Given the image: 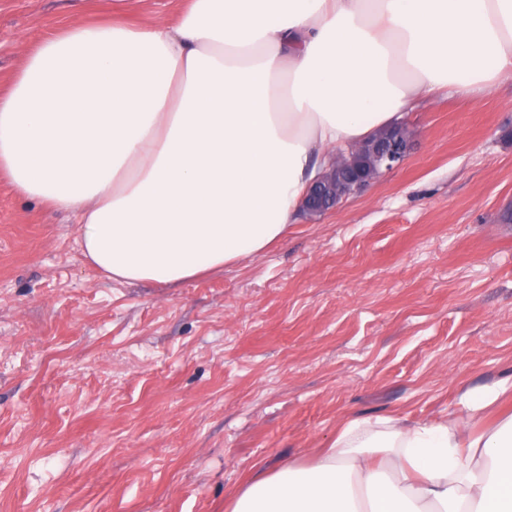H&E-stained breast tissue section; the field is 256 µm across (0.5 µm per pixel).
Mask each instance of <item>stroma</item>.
<instances>
[{
  "label": "stroma",
  "mask_w": 512,
  "mask_h": 512,
  "mask_svg": "<svg viewBox=\"0 0 512 512\" xmlns=\"http://www.w3.org/2000/svg\"><path fill=\"white\" fill-rule=\"evenodd\" d=\"M178 0H0V82L48 32ZM403 165L175 288L108 279L0 176V512H226L344 421L512 380V80L418 99Z\"/></svg>",
  "instance_id": "obj_1"
}]
</instances>
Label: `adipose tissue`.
Wrapping results in <instances>:
<instances>
[{"instance_id":"obj_1","label":"adipose tissue","mask_w":512,"mask_h":512,"mask_svg":"<svg viewBox=\"0 0 512 512\" xmlns=\"http://www.w3.org/2000/svg\"><path fill=\"white\" fill-rule=\"evenodd\" d=\"M512 75V0H188L178 24L56 31L0 94V172L72 211L116 282L176 286L262 254L336 153L419 92ZM512 383L444 421L341 424L229 512H512Z\"/></svg>"}]
</instances>
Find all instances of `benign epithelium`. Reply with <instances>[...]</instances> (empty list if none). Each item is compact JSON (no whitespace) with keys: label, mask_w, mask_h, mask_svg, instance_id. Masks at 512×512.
I'll use <instances>...</instances> for the list:
<instances>
[{"label":"benign epithelium","mask_w":512,"mask_h":512,"mask_svg":"<svg viewBox=\"0 0 512 512\" xmlns=\"http://www.w3.org/2000/svg\"><path fill=\"white\" fill-rule=\"evenodd\" d=\"M408 147L378 149L365 142L337 153L334 165L315 179L306 192L303 211L313 217L336 209L345 199L355 195L382 174L400 167Z\"/></svg>","instance_id":"obj_1"}]
</instances>
